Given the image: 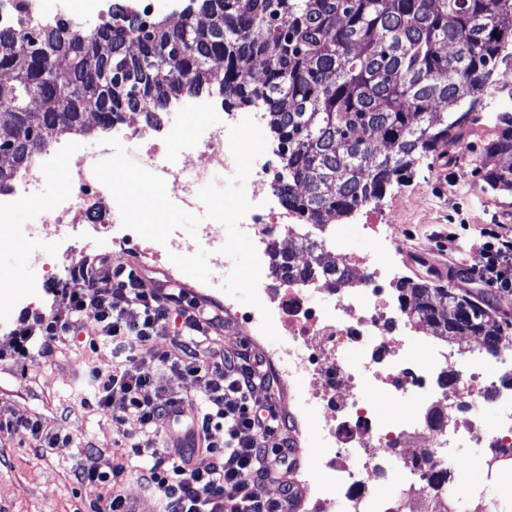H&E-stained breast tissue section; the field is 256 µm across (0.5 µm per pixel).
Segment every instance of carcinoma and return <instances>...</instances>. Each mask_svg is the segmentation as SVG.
<instances>
[{
  "instance_id": "carcinoma-1",
  "label": "carcinoma",
  "mask_w": 512,
  "mask_h": 512,
  "mask_svg": "<svg viewBox=\"0 0 512 512\" xmlns=\"http://www.w3.org/2000/svg\"><path fill=\"white\" fill-rule=\"evenodd\" d=\"M100 38L74 29L45 42L39 21L0 31V154L15 158L50 132L102 131L117 110L147 119L171 98L207 88L227 106L266 113L283 166L276 191L305 224H331L379 201L413 176L417 158L437 152L479 120L512 38V0H189L180 12L140 14L118 0ZM260 58L252 82L248 63ZM39 101L33 112L28 101ZM487 159L512 157V110L498 114ZM493 190H512V165L475 168ZM321 273L351 283L329 254ZM403 312L437 336H481L490 352L502 336L496 312L468 292L428 280L396 284Z\"/></svg>"
}]
</instances>
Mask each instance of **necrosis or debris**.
<instances>
[{
  "label": "necrosis or debris",
  "mask_w": 512,
  "mask_h": 512,
  "mask_svg": "<svg viewBox=\"0 0 512 512\" xmlns=\"http://www.w3.org/2000/svg\"><path fill=\"white\" fill-rule=\"evenodd\" d=\"M207 110L202 103L178 113L166 131L155 135L135 124L128 127L129 139L139 147V165L164 178L169 198L184 209L198 207V191L210 179L235 173L228 128L241 122L243 113H225L219 127L203 125L195 164H188L178 147L182 127L201 123ZM106 149L98 142L89 150L77 141L62 152V159L72 162L70 191L54 199L38 194L48 171L43 156H36L9 189L0 191V240L15 237L11 216L32 203L37 218L25 235L66 236L89 223L95 237H110L113 254L127 252L132 236L111 235L116 216L108 203L111 193L94 174ZM272 173L268 156L254 161L249 176L253 207L240 227L259 242L263 255L288 250L294 265H308L304 238L286 213L268 204L276 194ZM371 238V253L344 257V267L358 278L359 287L338 288L323 276L265 275L258 285L283 338L269 353V364L282 388L305 393L301 410L308 419L322 422L314 445L321 468L296 473L294 480L303 496L312 499L315 512H505L498 498L475 495L467 487L438 492L434 483L439 478L451 481L458 450L469 443L487 450L484 477L512 463V409L502 413L492 430L485 429L481 416L485 392L512 372V338L502 337L492 354L477 340L465 351L451 348L416 357L408 342L414 324L400 307L388 271L374 261L382 249V225H373ZM439 371L449 373L451 380L434 394L429 384ZM380 391L411 403L431 395L433 415L419 426L414 412L382 411L372 398ZM388 482L395 493L385 492Z\"/></svg>",
  "instance_id": "4bbe7bcc"
}]
</instances>
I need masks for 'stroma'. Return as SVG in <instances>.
<instances>
[{"label":"stroma","instance_id":"obj_1","mask_svg":"<svg viewBox=\"0 0 512 512\" xmlns=\"http://www.w3.org/2000/svg\"><path fill=\"white\" fill-rule=\"evenodd\" d=\"M507 105L502 95L488 96L481 120L468 126L462 140L442 145L438 154L417 158L411 182L390 186L371 211L356 210L327 231L340 233L346 250L360 254L371 247L368 225H387L392 245L377 255V262L391 267L397 279L430 280L487 300L505 335L512 337V295L467 283L465 274L479 259L481 228L512 225V192L492 190L473 174V151L496 136V117ZM147 244V239H139L136 249L112 258L114 264L137 267L148 288L155 279L167 278L169 270H181L180 288L202 303L215 304L206 288L213 261L205 244L187 239L183 252L158 264L142 258L140 250ZM82 245L78 235L40 243L19 236L0 250V276L9 282L0 288V315L8 320L0 328L1 351L12 345L20 286H40L47 292L59 286L58 281L45 279L33 263V250L50 251L61 264ZM111 366V349L90 347L81 330L62 336L52 356L23 367L0 362V417L27 414L71 437L70 444L43 448L25 430L0 432V512H95L98 491L77 482L76 471L110 470L129 437L141 431L136 417L121 408L101 410L85 383L92 368Z\"/></svg>","mask_w":512,"mask_h":512}]
</instances>
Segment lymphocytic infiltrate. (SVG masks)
<instances>
[{"mask_svg": "<svg viewBox=\"0 0 512 512\" xmlns=\"http://www.w3.org/2000/svg\"><path fill=\"white\" fill-rule=\"evenodd\" d=\"M481 235V259L471 266V276L511 294L512 226L486 228ZM75 280L65 307L22 311L10 359L24 362L48 353L85 311H93L90 342L111 346L114 364L108 371L92 369L88 383L102 410L118 402L137 418L141 435L131 439L130 449L144 459L138 478L155 495L159 512H287L295 459L280 430L274 380L260 354L246 344L232 352L211 346L223 315L167 283L144 287L136 268L85 263ZM173 315L181 323L169 337L166 324ZM163 336L171 349L155 348ZM164 370L197 385L201 410L186 428L176 426L184 400L166 393L160 383ZM260 388L266 392L261 399ZM201 450L211 458L204 467L194 462ZM126 473L119 460L110 471H83L78 479L109 488L102 512H133L119 490ZM271 485L277 495L268 493Z\"/></svg>", "mask_w": 512, "mask_h": 512, "instance_id": "obj_1", "label": "lymphocytic infiltrate"}]
</instances>
